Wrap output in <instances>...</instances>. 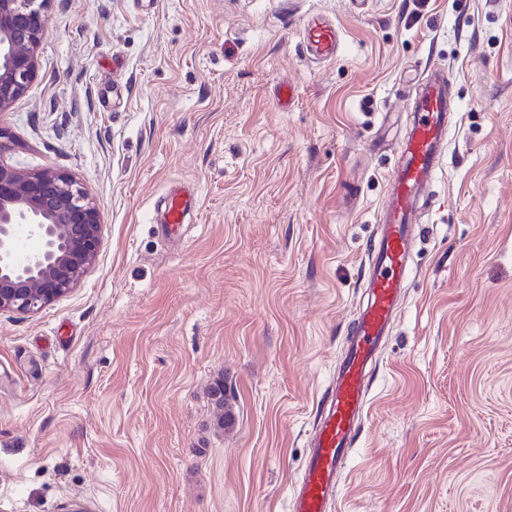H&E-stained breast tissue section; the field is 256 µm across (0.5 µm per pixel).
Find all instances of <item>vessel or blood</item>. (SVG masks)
Instances as JSON below:
<instances>
[{"label": "vessel or blood", "mask_w": 512, "mask_h": 512, "mask_svg": "<svg viewBox=\"0 0 512 512\" xmlns=\"http://www.w3.org/2000/svg\"><path fill=\"white\" fill-rule=\"evenodd\" d=\"M304 40L313 55L334 59L340 44L336 25L308 23ZM457 109L448 74L439 69L419 79L412 94L410 122L387 180L379 231L364 268L365 302L346 338L343 357L321 406L308 454L291 500V512H328L336 499L348 450L365 417L367 382L391 332L401 294L411 274L417 216L435 180L448 141V117ZM194 191L179 188L166 206L165 222L177 229L196 207Z\"/></svg>", "instance_id": "b4317fda"}]
</instances>
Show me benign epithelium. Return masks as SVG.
Returning a JSON list of instances; mask_svg holds the SVG:
<instances>
[{
  "label": "benign epithelium",
  "instance_id": "obj_1",
  "mask_svg": "<svg viewBox=\"0 0 512 512\" xmlns=\"http://www.w3.org/2000/svg\"><path fill=\"white\" fill-rule=\"evenodd\" d=\"M53 0H0V116L37 75L34 50L46 32ZM18 147L0 125V312L34 313L75 289L95 264L103 220L84 187L68 172L15 167L5 156ZM39 242L21 261L17 232Z\"/></svg>",
  "mask_w": 512,
  "mask_h": 512
}]
</instances>
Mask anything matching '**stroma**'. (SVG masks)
I'll return each instance as SVG.
<instances>
[{
  "mask_svg": "<svg viewBox=\"0 0 512 512\" xmlns=\"http://www.w3.org/2000/svg\"><path fill=\"white\" fill-rule=\"evenodd\" d=\"M35 56L8 161L104 227L70 294L0 314V512H290L438 67L458 110L332 512H512V0H54ZM303 35L307 49L313 55L325 60L336 57L340 44V32L335 24L313 21L306 25ZM196 203V195L190 189L178 188L172 192L165 211V223L169 224L170 231L184 223L185 216L195 209Z\"/></svg>",
  "mask_w": 512,
  "mask_h": 512,
  "instance_id": "1",
  "label": "stroma"
}]
</instances>
